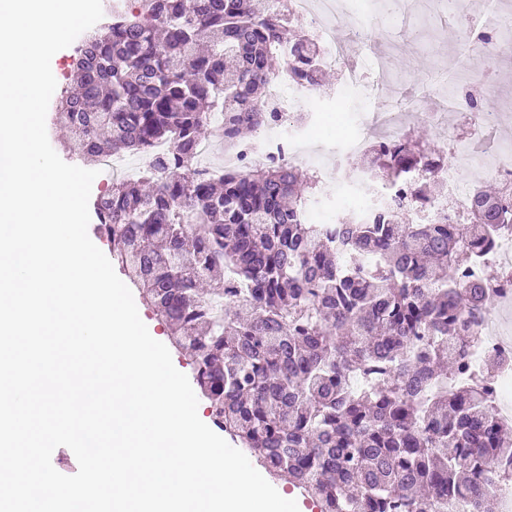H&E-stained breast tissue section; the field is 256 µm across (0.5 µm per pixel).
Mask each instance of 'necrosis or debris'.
Returning a JSON list of instances; mask_svg holds the SVG:
<instances>
[{"instance_id":"4bbe7bcc","label":"necrosis or debris","mask_w":512,"mask_h":512,"mask_svg":"<svg viewBox=\"0 0 512 512\" xmlns=\"http://www.w3.org/2000/svg\"><path fill=\"white\" fill-rule=\"evenodd\" d=\"M289 13L309 17L315 39L323 47V65L340 70L341 85L325 92V99L357 98L362 102L385 96L390 101L388 109L358 113L356 133L347 139H336L321 149L314 140L321 114L313 112L312 104L320 95L295 82L288 68H281L267 81L264 109L268 113L265 125L258 127L249 142H226L224 167L246 172L257 167L288 166L295 168L314 164L320 167L329 183L337 182L342 159L365 155L369 142H394L401 139L407 113L400 105L412 99L421 120L447 128L448 117L463 115L477 129L499 126L503 113L493 109L476 112L469 108L472 98L493 95L495 62L512 52V13H493L485 16L480 5H473L471 14L465 15L463 39L470 51L482 54L488 61L479 76H472L468 65H460L455 88L446 84L430 85L420 97H412L405 84H389L386 80L388 60L377 54L370 31L383 25H400L414 31L418 22L406 11L385 8L378 12L364 10L363 6H350L349 0H285ZM353 8L354 24L346 31H339L338 20L346 8ZM453 161L438 170L437 176L447 189L445 196L430 202L424 213L438 221L462 220L473 203L471 181L462 179L461 168H469L474 175L492 173L504 188L512 187V144L490 138L484 141L479 153H472L456 138H449ZM357 188L342 191L341 197L351 206L361 220L371 221L376 215L378 198L405 196L406 184L389 188L371 184L367 172H360ZM499 268V277L491 288L497 304L512 308V226H504L498 244L485 255L484 263L472 270L473 275L484 273L485 266ZM492 315H485L474 328L475 348L472 365L459 374L455 386L480 384L488 387L491 406L496 418L512 423V338L499 332ZM496 354L502 359L500 368L492 376H484L478 363L484 354Z\"/></svg>"}]
</instances>
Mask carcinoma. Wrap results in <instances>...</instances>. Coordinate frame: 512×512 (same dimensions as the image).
<instances>
[{
	"mask_svg": "<svg viewBox=\"0 0 512 512\" xmlns=\"http://www.w3.org/2000/svg\"><path fill=\"white\" fill-rule=\"evenodd\" d=\"M140 3L135 15L115 0L105 30L84 34L79 94L58 114L87 162L171 144L96 200L97 229L188 358L215 426L321 512H451L462 492L471 512H497L512 424L477 386H435L467 366L463 330L493 297L466 271L512 207L479 183L462 224H402L389 207L328 230L304 223L317 180L295 168L192 176L211 113L226 137L256 129L272 59L319 87L323 50L285 37L283 6ZM372 158L371 175L409 181V205L435 199L443 157L403 139Z\"/></svg>",
	"mask_w": 512,
	"mask_h": 512,
	"instance_id": "1",
	"label": "carcinoma"
}]
</instances>
